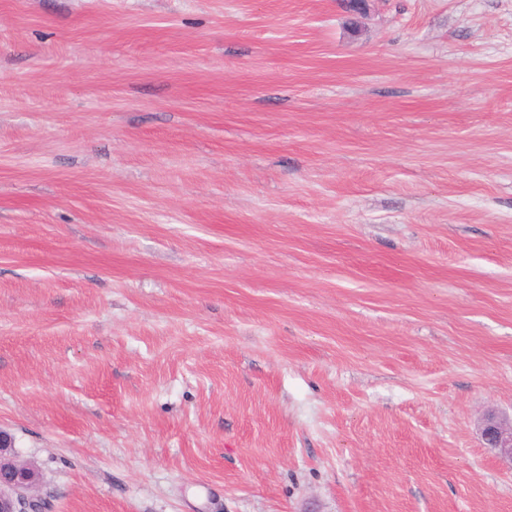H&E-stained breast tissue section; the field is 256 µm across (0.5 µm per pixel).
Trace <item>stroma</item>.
Listing matches in <instances>:
<instances>
[{
	"label": "stroma",
	"mask_w": 512,
	"mask_h": 512,
	"mask_svg": "<svg viewBox=\"0 0 512 512\" xmlns=\"http://www.w3.org/2000/svg\"><path fill=\"white\" fill-rule=\"evenodd\" d=\"M512 0H0V429L49 512H512ZM480 434L488 448L512 470V419L488 412L480 423Z\"/></svg>",
	"instance_id": "35a3bbf8"
}]
</instances>
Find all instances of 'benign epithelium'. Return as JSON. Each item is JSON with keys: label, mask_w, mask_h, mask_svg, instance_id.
<instances>
[{"label": "benign epithelium", "mask_w": 512, "mask_h": 512, "mask_svg": "<svg viewBox=\"0 0 512 512\" xmlns=\"http://www.w3.org/2000/svg\"><path fill=\"white\" fill-rule=\"evenodd\" d=\"M480 434L484 447L512 467V419L491 411L480 423ZM12 447V436L0 429V512H45L40 470L18 460Z\"/></svg>", "instance_id": "obj_1"}]
</instances>
